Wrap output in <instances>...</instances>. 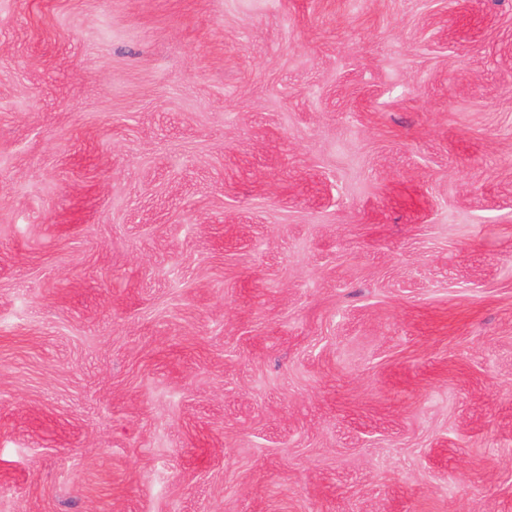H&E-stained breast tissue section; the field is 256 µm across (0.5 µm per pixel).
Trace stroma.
<instances>
[{"mask_svg": "<svg viewBox=\"0 0 512 512\" xmlns=\"http://www.w3.org/2000/svg\"><path fill=\"white\" fill-rule=\"evenodd\" d=\"M0 512H512V0H0Z\"/></svg>", "mask_w": 512, "mask_h": 512, "instance_id": "35a3bbf8", "label": "stroma"}]
</instances>
